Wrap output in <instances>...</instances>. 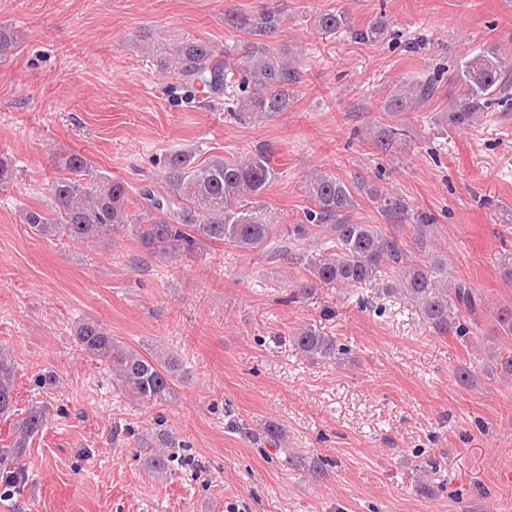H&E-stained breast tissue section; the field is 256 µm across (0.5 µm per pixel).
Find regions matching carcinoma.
<instances>
[{"label": "carcinoma", "mask_w": 512, "mask_h": 512, "mask_svg": "<svg viewBox=\"0 0 512 512\" xmlns=\"http://www.w3.org/2000/svg\"><path fill=\"white\" fill-rule=\"evenodd\" d=\"M285 16L266 7L256 13L232 10L224 24L246 37L242 56L232 58L202 40H187L173 46V53L159 57L160 67L180 79L189 96L204 93L224 97L230 112L240 121H261L286 112L295 103L302 82L301 67L283 59L262 38L276 34ZM315 23L328 34L350 32L360 43H376L387 32L384 17L367 27L349 30L347 17L326 11ZM18 44L11 28L0 26V56ZM448 89H443V85ZM448 93L449 111L440 122L465 130L483 120L492 107L512 106V58L492 47L464 57L449 76L444 71L424 80H401L381 101L379 111L388 123L372 131L371 142L381 151L407 136L408 112ZM272 149L258 147L247 158L212 156L197 164L191 155L175 152L163 157L166 189L145 185L139 198H130L120 179L96 174L80 153L59 160L64 173L51 185L52 205L30 208L23 223L31 233L48 240L67 238L93 244L102 238L127 233L142 249L159 258L191 256L212 244L231 246L243 253L286 256L300 266L311 280L339 288H378L398 292L422 310L439 334H451L470 342L480 331V297L465 281L448 283V271L439 260L426 264L412 256L398 236L378 224L353 221L354 192L376 197V190L356 176L346 183L327 173L305 180L310 200L303 217L295 224H273L260 197L277 178L271 165ZM382 211L389 219L411 225L416 249L425 251L434 214L414 210L400 197L383 199ZM495 333L512 339V306L497 309ZM77 344L112 371L119 390L141 404L162 405L174 394L180 377L176 357L152 349L139 351L112 338L99 322L85 320L75 328ZM295 348L311 361L336 356V341L307 324L293 335ZM13 367L0 354V415L11 412ZM46 403L31 405L14 420L13 441L0 448V487L13 495L23 494L28 476L22 464L28 447L49 418ZM150 450L149 467L165 474L178 457L180 444L166 430H155L140 439Z\"/></svg>", "instance_id": "carcinoma-1"}]
</instances>
